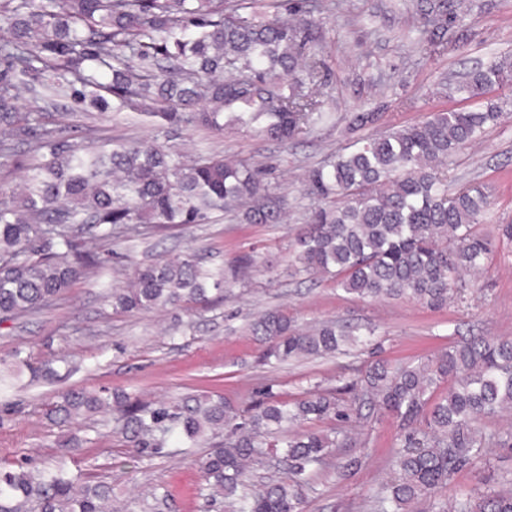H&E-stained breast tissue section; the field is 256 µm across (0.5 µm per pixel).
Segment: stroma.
Wrapping results in <instances>:
<instances>
[{
	"instance_id": "obj_1",
	"label": "stroma",
	"mask_w": 512,
	"mask_h": 512,
	"mask_svg": "<svg viewBox=\"0 0 512 512\" xmlns=\"http://www.w3.org/2000/svg\"><path fill=\"white\" fill-rule=\"evenodd\" d=\"M422 2L336 0L333 15L314 30L311 44L325 63L319 92L335 120L285 144L247 129L218 134L191 128L175 135L130 109L102 115L78 107L66 93L21 90V110L45 113L57 140L77 135L102 146L148 138L190 158L217 154L259 165L287 206L278 224H243L224 213L206 224L114 243L102 264L85 269L60 300L0 323V375L10 384L0 395V468L52 466L61 442L74 437L78 444L68 457L70 466L82 468L91 481L111 485L114 506L140 512L143 500L163 488L168 497L160 512H233L230 500L207 504L199 495L204 484L199 464L208 445L196 448L191 457L138 460L122 436L113 433L111 414L62 422L49 419V407L69 389L96 393L106 388L148 403L220 395L246 411L262 399L265 388L288 400L317 386L339 388L372 360L369 346H358L345 355L264 365L249 324L267 309L283 310L302 327L332 319L360 328L372 343H381L385 358L398 363L435 357L471 335L512 338V242L507 240L498 242L485 275L442 310L407 298H361L336 287L331 278L296 271L293 244L317 205L305 191L307 174L355 140L348 129L350 116L377 113L369 131L379 134L432 112L470 108V101L441 93V85L455 82L475 63L512 55V0H473L450 27L444 52L432 47L431 29L420 15ZM485 99L500 106L504 118L454 156L448 188L471 182L491 187V206L482 225L490 232L496 225L512 224V82L492 89ZM250 251L256 254L255 266L208 308L118 313L103 298L116 285V265L130 270L195 253L216 269ZM21 355L51 364L62 372V380H33L28 369L17 366ZM342 403L351 412L349 419L315 421L311 427L338 430L356 443L336 449L315 472L304 512H374V501L395 469L403 435L400 420L359 407L349 393ZM353 457L359 465L343 470ZM506 472H512V450L496 447L488 462L454 477L440 494L451 499L465 489H493Z\"/></svg>"
}]
</instances>
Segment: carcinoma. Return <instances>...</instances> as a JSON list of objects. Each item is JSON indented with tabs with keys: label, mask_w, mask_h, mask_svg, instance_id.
<instances>
[{
	"label": "carcinoma",
	"mask_w": 512,
	"mask_h": 512,
	"mask_svg": "<svg viewBox=\"0 0 512 512\" xmlns=\"http://www.w3.org/2000/svg\"><path fill=\"white\" fill-rule=\"evenodd\" d=\"M0 0V165L16 161L25 140L42 161L26 169L20 194L0 191V322L54 303L100 263L112 241L147 227L206 224L215 212L239 211L246 224H277L287 204L257 166L222 156L187 161L154 140L91 152L59 142L41 112H22L23 87L56 86L74 101L105 112L117 100L167 128L255 127L287 141L327 118L318 87L324 64L310 50L312 29L332 12L310 0L283 16V0ZM461 0H428L423 15L437 35L458 17ZM512 79V59L471 70L453 92L479 98ZM503 112L495 104L433 112L367 137L353 150L313 168L308 192L327 201L297 236L301 271L328 275L349 294L409 297L443 308L482 275L494 253L479 230L489 206L484 185L448 196V161L481 139ZM224 273L191 257L138 267L126 288L112 289L113 310L133 313L206 305L224 295ZM251 331L265 344L262 361L284 362L340 351L336 323L299 328L277 310L258 314ZM448 390L439 395L441 385ZM349 387L395 416L405 429L397 476L385 483L376 512H512V473L501 488L464 491L453 502L438 490L473 470L490 441L512 449V431L487 439L482 423L512 407V339L475 336L417 364L378 359L357 370ZM51 412L63 420L110 412L133 456L188 454L200 439L224 433L202 462V497L230 499L235 512H303L316 469L341 447L338 432L307 430L281 438L286 423L349 417L333 392L283 400L273 389L247 415L222 397L146 404L126 393L70 390ZM283 449L289 479L253 485L248 472ZM112 487L90 485L62 460L51 471L0 470V512H111Z\"/></svg>",
	"instance_id": "cac0c4a2"
}]
</instances>
